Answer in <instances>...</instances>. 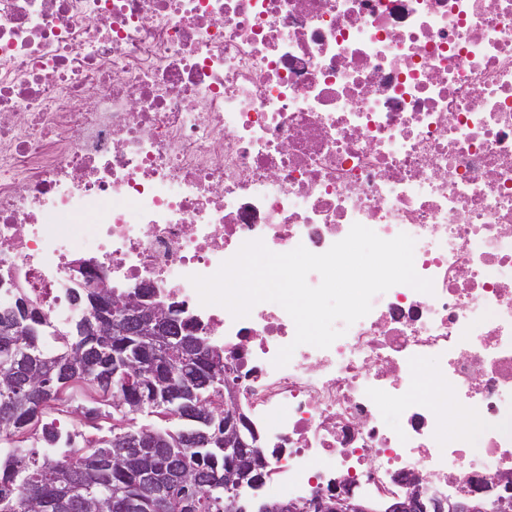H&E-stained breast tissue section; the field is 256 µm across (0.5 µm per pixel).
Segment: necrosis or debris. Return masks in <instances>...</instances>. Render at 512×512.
<instances>
[{
	"label": "necrosis or debris",
	"instance_id": "4bbe7bcc",
	"mask_svg": "<svg viewBox=\"0 0 512 512\" xmlns=\"http://www.w3.org/2000/svg\"><path fill=\"white\" fill-rule=\"evenodd\" d=\"M96 224H81L84 213ZM415 241L406 285L329 348L278 304L233 319L190 278L243 243ZM50 324L100 279L216 340L259 441L257 496L512 479V0H0V273ZM447 390L453 400L438 398ZM473 420L447 429L449 403Z\"/></svg>",
	"mask_w": 512,
	"mask_h": 512
}]
</instances>
